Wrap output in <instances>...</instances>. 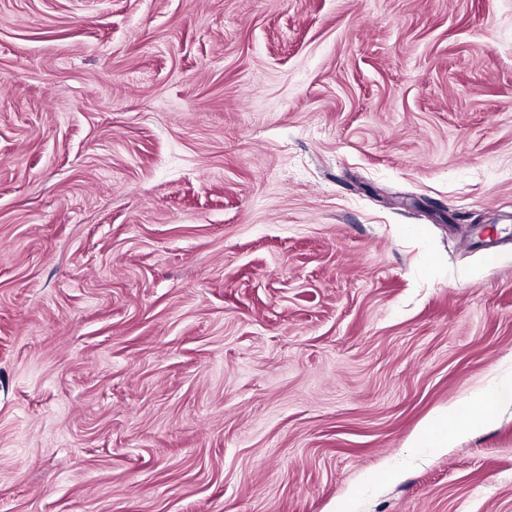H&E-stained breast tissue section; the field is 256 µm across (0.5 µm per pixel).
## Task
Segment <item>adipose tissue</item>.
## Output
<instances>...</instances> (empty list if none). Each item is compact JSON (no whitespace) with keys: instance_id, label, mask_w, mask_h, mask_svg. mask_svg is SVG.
Wrapping results in <instances>:
<instances>
[{"instance_id":"ef3b65f1","label":"adipose tissue","mask_w":512,"mask_h":512,"mask_svg":"<svg viewBox=\"0 0 512 512\" xmlns=\"http://www.w3.org/2000/svg\"><path fill=\"white\" fill-rule=\"evenodd\" d=\"M509 394H512V381L473 390L463 408H448L435 413L417 432L416 447H452L461 436L486 427L503 396Z\"/></svg>"}]
</instances>
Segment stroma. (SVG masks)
I'll return each mask as SVG.
<instances>
[{
  "instance_id": "1",
  "label": "stroma",
  "mask_w": 512,
  "mask_h": 512,
  "mask_svg": "<svg viewBox=\"0 0 512 512\" xmlns=\"http://www.w3.org/2000/svg\"><path fill=\"white\" fill-rule=\"evenodd\" d=\"M512 0H0V512H512ZM505 394H512V380L473 390L462 409L435 413L417 432L415 448H451L461 436L486 427Z\"/></svg>"
}]
</instances>
